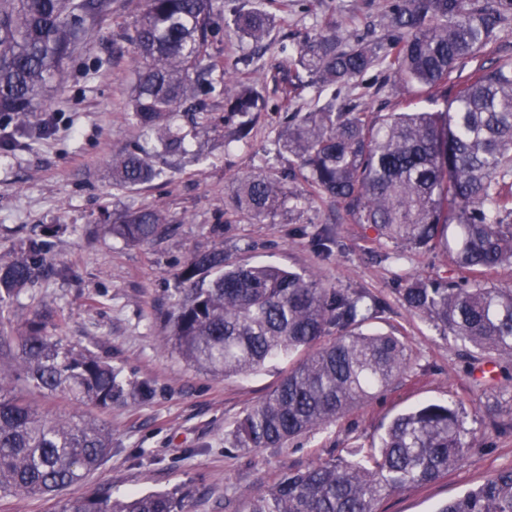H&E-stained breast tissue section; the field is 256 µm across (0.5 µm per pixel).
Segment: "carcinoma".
<instances>
[{
    "label": "carcinoma",
    "mask_w": 512,
    "mask_h": 512,
    "mask_svg": "<svg viewBox=\"0 0 512 512\" xmlns=\"http://www.w3.org/2000/svg\"><path fill=\"white\" fill-rule=\"evenodd\" d=\"M239 8L232 21L219 0H145L121 34L137 49L140 69L130 95L137 125L164 155L187 152L179 114L212 111L223 87L224 121L238 120L247 136L250 116L268 109L257 83L214 46L228 28L257 46L272 44L269 8ZM107 0H0V114L27 132L42 93L61 84L85 31ZM385 33L351 42L336 30L327 0L308 10L324 16L320 31L303 39L297 56L269 70L280 93L282 146L294 157L281 170L238 180L237 207L254 217L276 213L288 200L330 202L376 238L427 250L455 227L454 263L466 285L413 277L402 289L407 310L469 347L472 359L499 372L512 366V288L488 286L484 277L512 267V60L453 77L493 39L512 15V0H387ZM435 101L443 111L406 105L370 119L350 102L331 101L308 112L292 102L305 90L354 85L374 67ZM157 175L139 146L112 156V187L128 190ZM304 183V197L288 184ZM112 235L152 244L167 227L158 209L127 210ZM46 243L0 258V319L35 283L47 261ZM180 279L187 287L168 317L172 348L190 366L218 376L256 373L267 363L302 355L277 386L236 423L237 447L279 448L370 402L408 370L403 338L366 333L362 295L328 288L314 275L248 261L228 263L224 251L194 252ZM336 336L329 338L331 330ZM0 496H54L79 488L112 448L103 426L75 415L60 420L33 406L16 383L45 395L63 394L100 408L127 398L147 399L146 383L129 385L109 356L61 345L33 320L16 336L0 334ZM462 415L451 404L429 403L397 415L377 451L340 456L290 470L244 512H376L384 496L434 482L465 460ZM187 492H156L114 499L108 492L79 496L60 512H186ZM437 512H512V467L442 505Z\"/></svg>",
    "instance_id": "1"
}]
</instances>
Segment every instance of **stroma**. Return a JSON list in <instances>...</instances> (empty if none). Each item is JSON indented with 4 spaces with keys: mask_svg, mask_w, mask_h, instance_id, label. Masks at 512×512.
Listing matches in <instances>:
<instances>
[{
    "mask_svg": "<svg viewBox=\"0 0 512 512\" xmlns=\"http://www.w3.org/2000/svg\"><path fill=\"white\" fill-rule=\"evenodd\" d=\"M109 2L107 16L88 23L65 83L47 89L41 109L29 116L30 135L16 139L10 150L0 149V258L42 240L53 265L48 276L14 299L0 332L13 335L30 320L46 318L49 333L63 345L106 353L127 382L153 389L150 399L129 398L105 410L32 394L34 404L55 417L90 412L111 433L112 450L82 493L107 490L125 498L179 488L191 494L189 512H243L247 496L267 491L288 469L377 445L397 414L426 403L460 408L467 458L435 482L384 497L378 512H437L512 466V431L498 434L490 426L491 418L512 415V387L494 397L484 394L460 344L410 314L401 301L400 290L411 276L465 279L450 244L400 251L377 241L343 209L322 202L273 218L238 212L237 176L281 169L291 160L279 139L277 113H255L244 145L234 140V124L223 121V98L215 97L212 111L196 116L215 129L193 139L189 154L157 157L160 175L154 181L132 191L113 189V155L135 144L150 151L154 143L142 136L129 112L136 50L113 26L117 20L132 22L144 0ZM331 5L340 32L350 39L388 23L384 0H331ZM319 22L301 0H290L272 35L294 50ZM359 84L360 107L372 118L396 111L405 100L426 110L445 107L444 101L429 102L383 80L375 68ZM140 208L161 210L172 226L169 235L141 246L113 238L104 213ZM324 227L337 235L329 252L321 253L311 236ZM214 248L233 261L310 270L328 287L362 291L383 302L384 310L369 315L364 327L405 337L411 364L403 379L368 405L284 447H236V421L277 385L291 363L276 360L258 373L224 378L190 367L172 350L166 318L180 297L179 273L191 252Z\"/></svg>",
    "mask_w": 512,
    "mask_h": 512,
    "instance_id": "35a3bbf8",
    "label": "stroma"
}]
</instances>
